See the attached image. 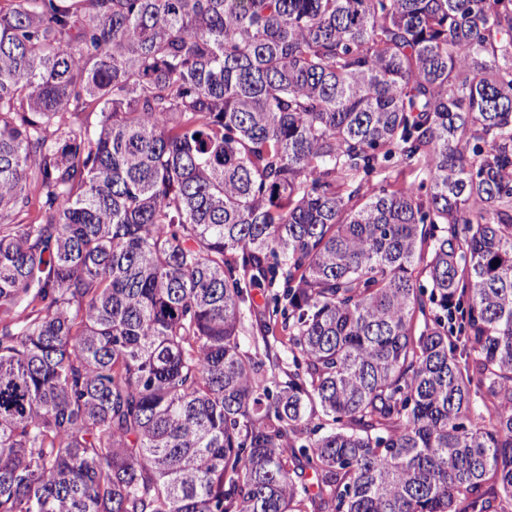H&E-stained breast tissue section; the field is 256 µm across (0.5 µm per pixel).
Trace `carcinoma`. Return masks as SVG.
I'll return each mask as SVG.
<instances>
[{"label": "carcinoma", "instance_id": "carcinoma-1", "mask_svg": "<svg viewBox=\"0 0 512 512\" xmlns=\"http://www.w3.org/2000/svg\"><path fill=\"white\" fill-rule=\"evenodd\" d=\"M0 512H512V0H3Z\"/></svg>", "mask_w": 512, "mask_h": 512}]
</instances>
